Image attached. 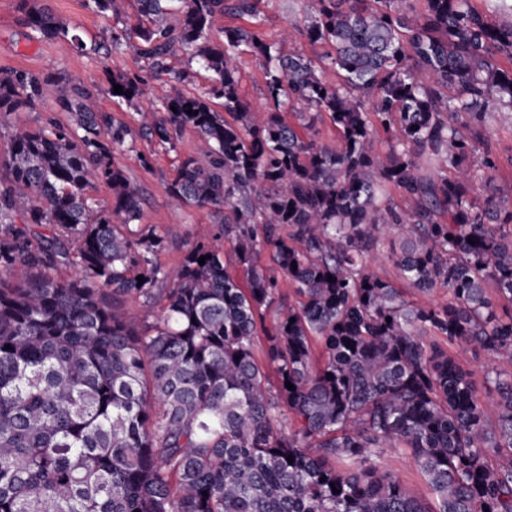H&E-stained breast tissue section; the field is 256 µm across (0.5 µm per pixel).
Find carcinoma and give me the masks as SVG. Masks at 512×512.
<instances>
[{
  "instance_id": "cac0c4a2",
  "label": "carcinoma",
  "mask_w": 512,
  "mask_h": 512,
  "mask_svg": "<svg viewBox=\"0 0 512 512\" xmlns=\"http://www.w3.org/2000/svg\"><path fill=\"white\" fill-rule=\"evenodd\" d=\"M261 2L89 0L114 24L87 44L20 0L32 39L135 52L140 67L107 74L118 106L167 91L134 128L63 71L0 69V118L46 89L68 114L9 126L0 162V512H512V202L486 179L489 120L512 112L497 63H512V24L494 15L512 3L309 0L271 39ZM243 55L265 70L264 111L240 94ZM198 69L209 85L193 95ZM187 129L198 145L166 193L208 210L229 251L200 240L172 275L117 155L139 137L173 150ZM382 249L394 281L365 261ZM133 299L159 319L129 316ZM447 344L494 357L495 400ZM388 448L435 506L380 469Z\"/></svg>"
}]
</instances>
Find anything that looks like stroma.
<instances>
[{"instance_id": "obj_1", "label": "stroma", "mask_w": 512, "mask_h": 512, "mask_svg": "<svg viewBox=\"0 0 512 512\" xmlns=\"http://www.w3.org/2000/svg\"><path fill=\"white\" fill-rule=\"evenodd\" d=\"M45 2L57 15L78 26L85 41L98 40L112 30L111 20L92 11L86 0ZM20 20L18 0H0V69L21 67L37 72L64 71L92 87L98 108L115 110L116 105L107 92V75L115 68L135 69L137 61L131 51L107 58L85 57L62 39H29ZM492 126V144L501 157V164L498 170L491 172L490 179L504 197L512 200V119L493 121ZM196 142L195 134L190 131L182 135L173 150L140 139L136 141L134 151L121 158L127 175L145 190L142 222L154 226L163 236L164 246L158 261L171 272L179 268L192 243L212 237L215 232L207 211L189 206L174 208L165 192L166 181L174 177L179 161L194 151ZM141 152L150 155L151 168L140 165L137 155ZM382 467L396 475L421 500L431 502L428 485L409 456L386 450L382 455Z\"/></svg>"}]
</instances>
